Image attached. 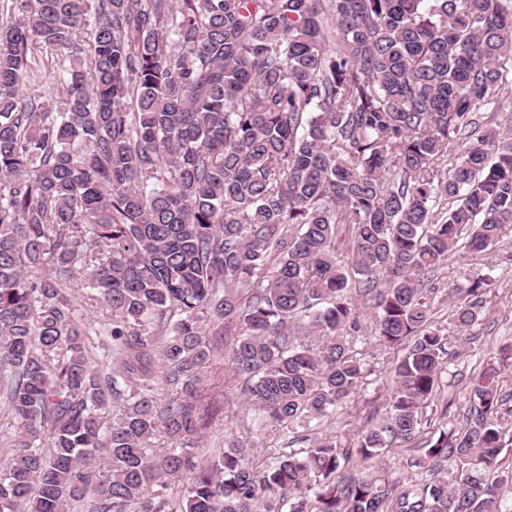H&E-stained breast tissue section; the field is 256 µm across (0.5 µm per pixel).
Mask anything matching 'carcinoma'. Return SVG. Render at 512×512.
I'll return each instance as SVG.
<instances>
[{"label": "carcinoma", "mask_w": 512, "mask_h": 512, "mask_svg": "<svg viewBox=\"0 0 512 512\" xmlns=\"http://www.w3.org/2000/svg\"><path fill=\"white\" fill-rule=\"evenodd\" d=\"M33 42L63 53L56 112L19 95ZM510 84L502 0H27L0 23V383L18 429L0 512H512L485 475L512 446L493 368L422 481L329 484L420 428L448 355L421 278L512 224V130L474 118ZM82 274L103 323L78 316ZM490 286L449 290L457 326ZM359 296L379 341L407 344L381 422L264 471L234 435L203 459L220 343L258 429L312 431L370 371L347 341Z\"/></svg>", "instance_id": "1"}]
</instances>
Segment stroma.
<instances>
[{"instance_id": "35a3bbf8", "label": "stroma", "mask_w": 512, "mask_h": 512, "mask_svg": "<svg viewBox=\"0 0 512 512\" xmlns=\"http://www.w3.org/2000/svg\"><path fill=\"white\" fill-rule=\"evenodd\" d=\"M61 62L60 55L53 51L34 50L21 97L58 108L63 98ZM480 271L491 272L494 286L482 296L477 322L463 332L453 325L454 303L446 293L451 286L468 285ZM424 288L432 302V324L448 333V358L432 398L423 407L420 431L411 440L394 441L391 448L374 458L353 457L337 471V478L353 475L377 482L398 480L407 486L418 482L421 474L413 465L415 458L422 455L434 434L463 427L470 421L473 382L487 368H497L499 395L506 408L512 409V364L504 363L502 353L503 347L512 345V226L506 228L490 254L460 252L450 257L429 274ZM351 345L359 358L370 365L371 372L336 415L324 419L310 439L303 442L298 441L296 432L282 428L248 434V405L234 387L227 353H219L218 368L205 375L206 387L216 402L206 412L199 430V446L205 455L219 454L227 436H245L257 447L254 467L264 469L324 437L343 447L355 444L362 430L383 416L395 386L392 370L403 351L380 344L374 333L373 313L368 308L362 311L361 330Z\"/></svg>"}]
</instances>
